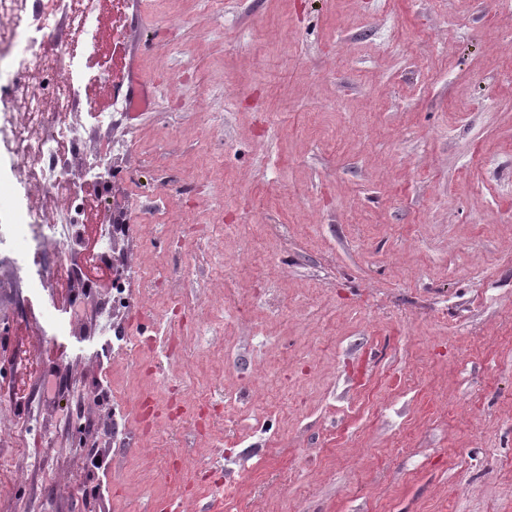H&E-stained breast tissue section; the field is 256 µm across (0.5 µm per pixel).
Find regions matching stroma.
<instances>
[{"label":"stroma","instance_id":"35a3bbf8","mask_svg":"<svg viewBox=\"0 0 512 512\" xmlns=\"http://www.w3.org/2000/svg\"><path fill=\"white\" fill-rule=\"evenodd\" d=\"M223 2L125 0L116 33L95 0L94 45L51 39L147 101L75 117L130 141L128 218L183 291L129 326L191 341L126 354L0 254V389L38 405L20 438L0 403V512H512V0ZM201 399L212 430L151 432Z\"/></svg>","mask_w":512,"mask_h":512}]
</instances>
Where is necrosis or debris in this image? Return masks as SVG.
<instances>
[{
    "instance_id": "necrosis-or-debris-1",
    "label": "necrosis or debris",
    "mask_w": 512,
    "mask_h": 512,
    "mask_svg": "<svg viewBox=\"0 0 512 512\" xmlns=\"http://www.w3.org/2000/svg\"><path fill=\"white\" fill-rule=\"evenodd\" d=\"M26 0H0V94L11 102L12 109L0 113V135L6 136L12 158L8 179L19 192L11 211L0 212V251L6 250L25 267L32 288L70 277L73 271L70 254L76 242L75 224L68 217L46 219L35 207L31 194L41 191L66 204L77 196L81 181L102 178L98 161L83 163L79 168L66 166L68 157L84 154L85 148L70 116L84 86L92 78L77 59L68 62V77L58 84L51 102L34 83V74L56 72L59 55L47 43L58 25L55 11H44L39 26L28 24ZM123 194H112V221L101 225L99 256L101 264L112 271V313L114 333H121V317L138 311L140 299L129 286V274L138 271L140 285L153 287L156 271L148 266L132 268V251L126 243L134 239L133 226L126 220Z\"/></svg>"
}]
</instances>
